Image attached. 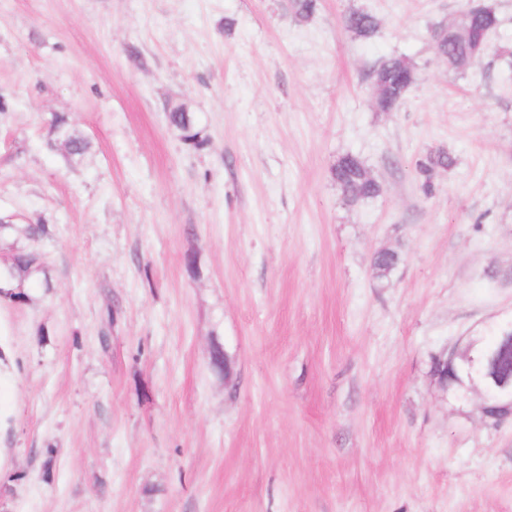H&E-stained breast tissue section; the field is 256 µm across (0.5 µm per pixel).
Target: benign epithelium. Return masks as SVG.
Wrapping results in <instances>:
<instances>
[{
  "mask_svg": "<svg viewBox=\"0 0 512 512\" xmlns=\"http://www.w3.org/2000/svg\"><path fill=\"white\" fill-rule=\"evenodd\" d=\"M496 346L486 348L476 339L463 347L453 348L446 360L458 362L467 379L483 387L484 409L491 412L503 406L512 410V377L508 375L505 359L512 360V319L502 321L496 330Z\"/></svg>",
  "mask_w": 512,
  "mask_h": 512,
  "instance_id": "benign-epithelium-1",
  "label": "benign epithelium"
}]
</instances>
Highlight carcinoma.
I'll return each mask as SVG.
<instances>
[{"instance_id":"1","label":"carcinoma","mask_w":512,"mask_h":512,"mask_svg":"<svg viewBox=\"0 0 512 512\" xmlns=\"http://www.w3.org/2000/svg\"><path fill=\"white\" fill-rule=\"evenodd\" d=\"M317 7V0H290V8L300 20L308 19ZM498 22L496 8L489 0L469 5L456 23L435 29L434 41L438 55L454 70L471 65L491 50L489 37L497 28ZM343 27L357 37L367 38L376 30L377 21L372 14L356 10L343 17ZM416 80L417 70L410 60L403 57L383 60L373 69V87L380 90L375 99L377 108L382 112L395 111ZM167 119L183 141L200 145L193 117L185 107L177 106L170 110ZM50 136L54 144L69 155L81 156L90 149L89 141L65 115L57 114L53 117ZM453 165L454 159L443 150L429 152L417 160L416 169L423 178V191L431 193L436 172L447 170ZM333 178L336 187L349 204L376 197L382 191L380 182L372 177L364 163L352 154L338 158L333 169ZM38 269L36 255H15L0 275V279L9 285L7 289L1 288L0 293L10 298L22 296L18 288L22 287Z\"/></svg>"}]
</instances>
